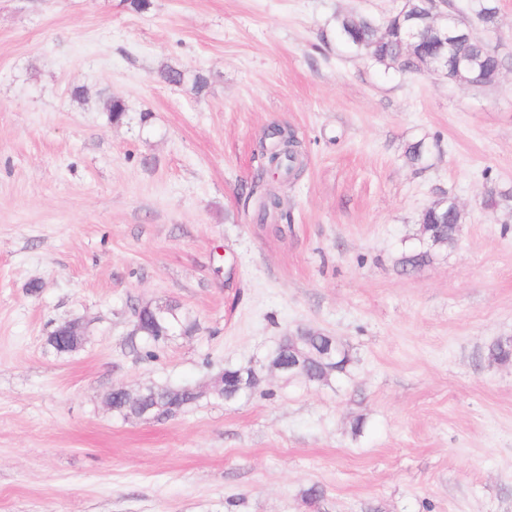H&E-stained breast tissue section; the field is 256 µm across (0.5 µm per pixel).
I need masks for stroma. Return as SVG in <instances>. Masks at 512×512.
<instances>
[{
	"mask_svg": "<svg viewBox=\"0 0 512 512\" xmlns=\"http://www.w3.org/2000/svg\"><path fill=\"white\" fill-rule=\"evenodd\" d=\"M401 2L0 0V512H512V364L486 359L512 339V0L474 30L503 62L480 88L337 36ZM275 126L307 156L262 220ZM442 197L457 242L403 272ZM162 302L192 328L144 349L134 310ZM299 327L347 371L162 419L105 402L206 391Z\"/></svg>",
	"mask_w": 512,
	"mask_h": 512,
	"instance_id": "1",
	"label": "stroma"
}]
</instances>
